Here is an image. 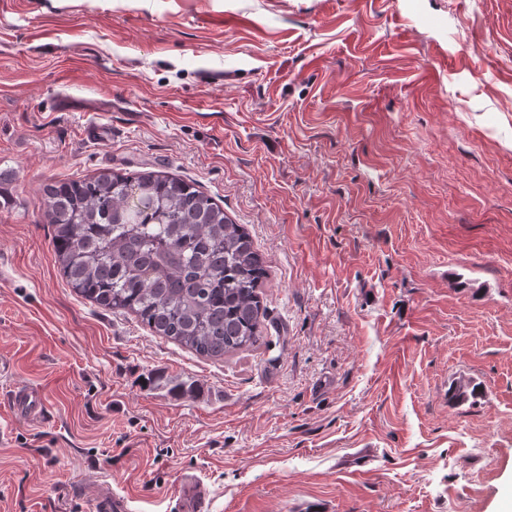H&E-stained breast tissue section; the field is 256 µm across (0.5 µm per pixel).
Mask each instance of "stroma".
I'll return each instance as SVG.
<instances>
[{
    "label": "stroma",
    "mask_w": 512,
    "mask_h": 512,
    "mask_svg": "<svg viewBox=\"0 0 512 512\" xmlns=\"http://www.w3.org/2000/svg\"><path fill=\"white\" fill-rule=\"evenodd\" d=\"M105 169L246 229L257 348L69 287L43 187ZM0 360V512H512V0H0ZM11 410L15 417L38 419L46 412L45 400L41 392L32 386H16L11 391ZM178 510L180 512H207L210 509V491L195 474L184 473L179 481ZM135 498L112 492L109 486H101L93 504L95 512H132Z\"/></svg>",
    "instance_id": "1"
}]
</instances>
